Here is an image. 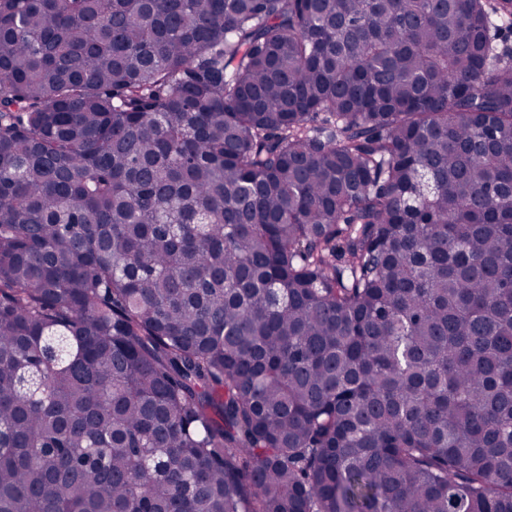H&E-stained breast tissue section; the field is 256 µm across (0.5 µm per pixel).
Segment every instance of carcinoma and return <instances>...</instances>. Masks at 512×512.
<instances>
[{
    "label": "carcinoma",
    "mask_w": 512,
    "mask_h": 512,
    "mask_svg": "<svg viewBox=\"0 0 512 512\" xmlns=\"http://www.w3.org/2000/svg\"><path fill=\"white\" fill-rule=\"evenodd\" d=\"M512 0H0V512H512Z\"/></svg>",
    "instance_id": "carcinoma-1"
}]
</instances>
